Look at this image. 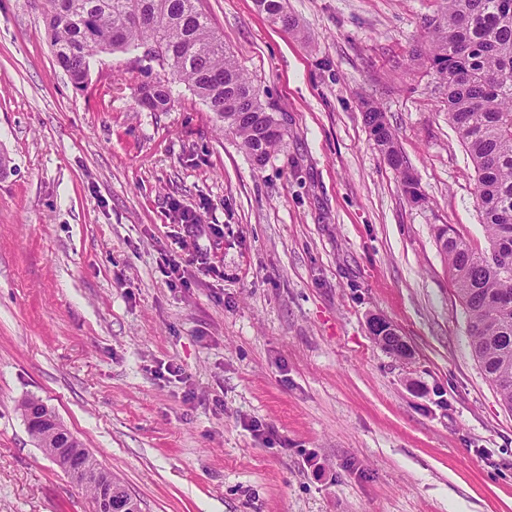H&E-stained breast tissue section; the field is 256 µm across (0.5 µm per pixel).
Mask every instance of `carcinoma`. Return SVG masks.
I'll return each instance as SVG.
<instances>
[{"instance_id":"cac0c4a2","label":"carcinoma","mask_w":512,"mask_h":512,"mask_svg":"<svg viewBox=\"0 0 512 512\" xmlns=\"http://www.w3.org/2000/svg\"><path fill=\"white\" fill-rule=\"evenodd\" d=\"M197 0H46L45 30L58 66L77 89L84 87L90 59L99 52L143 50V57L169 70L217 112L224 127L259 165L283 133L260 87L240 68L215 33ZM258 10L284 30L304 37L287 0H255ZM427 62L448 103V122L465 146L476 173V202L488 247L478 252L452 227L443 253L464 305L470 344L485 377L512 409V0H442L426 20ZM137 100L167 110L170 89L143 82ZM363 118L388 165L402 175L404 192L423 200L407 175L385 115L370 103ZM58 431L28 427L47 455L58 459ZM103 467L85 456V471L73 478L99 501Z\"/></svg>"}]
</instances>
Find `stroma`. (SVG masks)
<instances>
[{
	"mask_svg": "<svg viewBox=\"0 0 512 512\" xmlns=\"http://www.w3.org/2000/svg\"><path fill=\"white\" fill-rule=\"evenodd\" d=\"M198 6L282 125L263 165L187 85L141 106L168 74L137 52L97 54L76 89L43 0H0V512H96L31 438L28 398L142 512H512V410L435 239L486 246L443 90L410 61L439 0H288L303 41L255 0ZM137 100L140 104L149 102L153 111L163 112L171 102L170 89L161 80L143 82L137 88ZM363 118L369 128L373 141L388 165L402 175L404 192L419 202L423 201L418 182L407 175V162L396 146L395 137L385 115L371 103L365 104ZM376 326L377 327H386L384 332H391V334H393L392 336H394V337L391 338V335H389L387 337L391 338V340H385L384 339L385 336H383V335L375 336L373 333V330ZM369 329H370L371 335L374 336L375 339L381 344V346L385 350H387L389 353L397 355L403 359L410 358L411 351L409 348V344L407 343V341L404 339V337L399 333V331L395 328V326L392 323H390L389 321H387L386 319H384L382 317L375 316L370 320ZM402 345L404 346V348H403L404 353L400 354L398 352V348H401Z\"/></svg>",
	"mask_w": 512,
	"mask_h": 512,
	"instance_id": "1",
	"label": "stroma"
}]
</instances>
